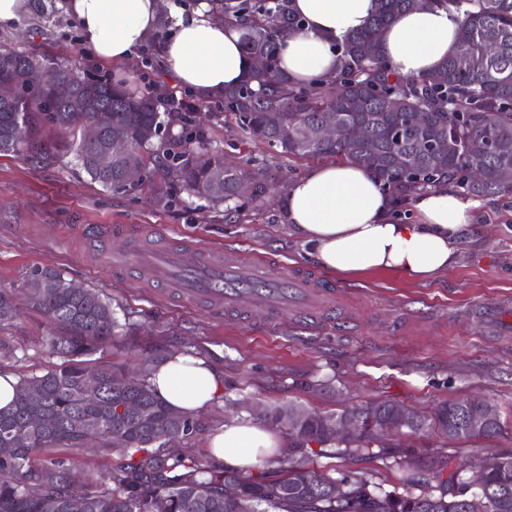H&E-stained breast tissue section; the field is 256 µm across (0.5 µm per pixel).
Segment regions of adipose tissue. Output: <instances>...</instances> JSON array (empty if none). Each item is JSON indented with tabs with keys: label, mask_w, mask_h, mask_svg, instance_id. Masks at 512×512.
I'll list each match as a JSON object with an SVG mask.
<instances>
[{
	"label": "adipose tissue",
	"mask_w": 512,
	"mask_h": 512,
	"mask_svg": "<svg viewBox=\"0 0 512 512\" xmlns=\"http://www.w3.org/2000/svg\"><path fill=\"white\" fill-rule=\"evenodd\" d=\"M300 31L277 43L282 71L306 83L334 76L333 44L364 28L378 0H291ZM84 43L100 59H129L169 19L161 46L165 68L184 87L209 97L239 84L253 67L235 25L215 18L209 4L186 16L175 0H66ZM462 17L426 4L397 15L385 29L381 52L404 77L433 72L457 48ZM480 199L448 185L412 196L413 220L396 217L391 196L366 169L333 161L309 168L283 199L288 227L325 271L342 276L393 271L410 280L448 272L464 245L480 232ZM149 382L173 409L195 416L222 393L220 373L194 354H173L152 366ZM207 445L225 466L249 473L278 454L283 439L263 423L235 419L209 434Z\"/></svg>",
	"instance_id": "1"
}]
</instances>
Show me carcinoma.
Instances as JSON below:
<instances>
[{"instance_id":"carcinoma-1","label":"carcinoma","mask_w":512,"mask_h":512,"mask_svg":"<svg viewBox=\"0 0 512 512\" xmlns=\"http://www.w3.org/2000/svg\"><path fill=\"white\" fill-rule=\"evenodd\" d=\"M288 2L224 3L225 21L239 26L248 54L266 61L215 96L243 139L278 147L290 157L362 166L380 178L400 209L413 194L445 183L476 197L512 195V0H430L463 15L462 27L456 51L418 78L392 75L379 45L392 19L420 7L421 0H379L364 29L334 44L338 66L332 80L309 86L294 83L278 68L276 38L303 27ZM1 74L15 81L16 95L11 103H0V155L51 165L56 145L45 136L48 127L69 137L79 164L106 189L145 186L160 202L176 190L186 191L226 217L241 201L262 206L263 183L244 169L225 173L221 186H211L212 173L224 168V154L209 149L185 116L196 110L193 97L172 110L165 100L141 93L130 79H87L71 65L15 50H0ZM42 75L75 81L87 105L46 108L35 84ZM269 112L279 115V125L266 120ZM328 123L360 125L367 138L354 143L282 137L285 127L297 132ZM88 124L99 125L103 139L112 126L125 130L133 147L132 170L124 158L112 159L107 171L95 166L99 144L85 139ZM431 141L444 147L430 151L426 144ZM473 169L480 177L472 181L468 173ZM24 290L28 308L49 325L48 351L63 362L40 376L20 377L13 407L0 410V512H512V457L485 471L475 491L456 470L441 479L451 461H434L430 470L440 480L437 490L403 495L375 491L363 478H332L318 471L307 454H289L285 475L271 479L264 471L229 472L171 451L170 442L186 439L179 434L185 415L166 405L149 384L150 366L159 358H144V373L117 391L112 378L125 370L91 364V356L118 335L112 304L93 288L72 294L69 281L55 270L47 271L42 282L27 280ZM17 311L12 294L0 289V325ZM89 372L99 381L96 392L86 386ZM34 384L44 392L41 423L20 436L18 428L30 418L25 392ZM121 400L142 404V413L113 417L112 403ZM468 406L459 400L442 404L428 421L450 440L497 433V409L488 428L459 431L456 423ZM398 407L382 401L342 410L336 416L358 423L352 439L336 443L310 423L294 434L296 447L315 442L338 448L342 456L386 458L366 420ZM88 441L120 458L106 480L79 482L63 461L41 458L52 448H81ZM226 485L235 489L233 496L224 495Z\"/></svg>"}]
</instances>
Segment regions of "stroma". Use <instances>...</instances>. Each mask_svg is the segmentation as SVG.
Returning <instances> with one entry per match:
<instances>
[{
  "instance_id": "35a3bbf8",
  "label": "stroma",
  "mask_w": 512,
  "mask_h": 512,
  "mask_svg": "<svg viewBox=\"0 0 512 512\" xmlns=\"http://www.w3.org/2000/svg\"><path fill=\"white\" fill-rule=\"evenodd\" d=\"M0 24V49L29 51L68 62L88 77H135L144 91L184 96L185 89L162 64L160 48L169 21L134 55L121 63L99 60L78 26L60 5ZM201 128L212 148L259 173L268 189L285 190L311 163L288 157L262 143L241 140L221 103L200 101ZM48 167L20 156H0V288L23 300V284L39 270L55 269L75 284L99 290L121 325L114 344L99 360L135 365L157 354L191 352L224 378L221 396L198 419L201 431L178 442V450L209 459L208 433L231 417L249 418V405L296 403L323 414L391 400L427 413L439 404L480 397L497 405L501 428L490 438L452 441L427 429L394 437L413 451L411 459L339 458L320 455L318 468L332 477L363 476L385 491L420 493L423 464L453 456L470 476L475 465L512 456V325L487 321L484 305L512 301V197L484 200L475 221L484 231L462 251L453 269L426 281L377 271L357 277L326 273L308 259L288 230L279 208H242L231 219L205 200L177 193L159 202L147 190H106L91 180L67 152ZM150 236L163 227L184 245L185 260L199 247H216L253 261H268L314 278L339 294L334 316L314 327L284 319L275 324L242 321L223 312L170 302L158 289L119 276L86 242L101 239L108 225ZM44 318L22 310L0 327V366L18 375H40L59 359L44 345ZM77 474L107 478L115 455L85 448H56Z\"/></svg>"
}]
</instances>
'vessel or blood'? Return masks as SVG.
<instances>
[{"label": "vessel or blood", "mask_w": 512, "mask_h": 512, "mask_svg": "<svg viewBox=\"0 0 512 512\" xmlns=\"http://www.w3.org/2000/svg\"><path fill=\"white\" fill-rule=\"evenodd\" d=\"M155 236L159 240L155 246L129 240L127 249L113 251V264L133 266L164 283L179 298L207 304L216 311L243 312L268 323L288 315L308 322L337 302L335 288L284 271L269 278L266 265L244 262L233 253L208 249L193 267H185L182 249L166 246V232L156 230Z\"/></svg>", "instance_id": "vessel-or-blood-1"}]
</instances>
